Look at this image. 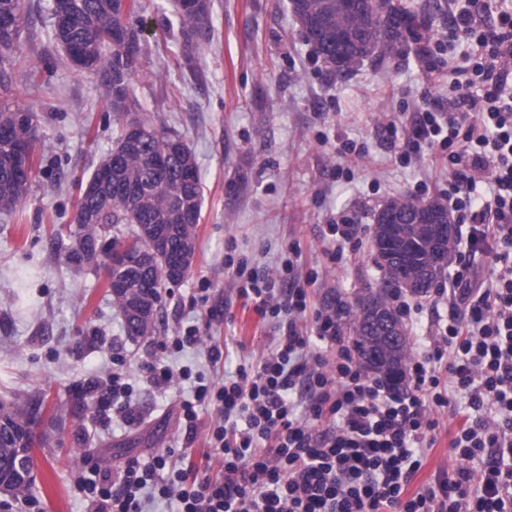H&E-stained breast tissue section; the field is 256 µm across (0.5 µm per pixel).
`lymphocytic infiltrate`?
Returning <instances> with one entry per match:
<instances>
[{"mask_svg": "<svg viewBox=\"0 0 512 512\" xmlns=\"http://www.w3.org/2000/svg\"><path fill=\"white\" fill-rule=\"evenodd\" d=\"M448 10L452 38L471 43L475 61L459 71L448 110L416 113L407 136L447 171L448 208L467 227L469 254L492 255V279L477 283L467 265L428 303L393 293L406 318L449 309L410 358L400 392L363 369L335 307L316 306L314 276L281 291L300 244L272 274L239 261L237 294L270 321L271 344L257 364L198 385L180 404L192 433L198 406L218 402L210 453L223 460L221 476L191 478L169 450L133 457L118 475L78 477L89 512H143L146 489L178 501V512H512V9L448 0ZM481 183L488 195L478 199ZM454 390L468 398L453 409L461 465L409 492Z\"/></svg>", "mask_w": 512, "mask_h": 512, "instance_id": "1", "label": "lymphocytic infiltrate"}]
</instances>
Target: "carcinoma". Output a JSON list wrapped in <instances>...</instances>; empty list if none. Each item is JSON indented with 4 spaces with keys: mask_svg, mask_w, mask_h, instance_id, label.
Instances as JSON below:
<instances>
[{
    "mask_svg": "<svg viewBox=\"0 0 512 512\" xmlns=\"http://www.w3.org/2000/svg\"><path fill=\"white\" fill-rule=\"evenodd\" d=\"M176 0L175 7L187 39L206 41L211 35V0ZM375 3L367 0H290L292 15L305 35L314 43V53L338 77L350 74L364 60L382 59L400 51L412 41L426 39L430 24L419 14L392 0L385 9L371 14ZM135 13V3L123 0H53L49 4L50 25L44 28L48 41L69 54L72 47L82 50L88 70L99 77V86L119 125L115 148L101 162L112 169L111 187L102 191L108 202L85 198L78 207L89 212L92 220L70 231L73 239L87 243L109 240L124 256L108 268V281L125 285L111 291L112 300L124 317L129 336L142 335L136 315L130 311L135 302L156 307L161 302L160 286L166 268L159 263L143 265L151 241L164 238L170 250L178 253L185 237L195 236L201 216L200 177L195 158L180 137L150 119L140 121L143 133L133 140L128 128L130 84L136 62L113 45L114 34L124 29L136 46L142 45L143 28L134 27L126 17ZM27 0H0V89L10 84L11 73L27 63L24 35L33 24ZM37 115L30 111L0 105V127L18 129L37 140ZM172 144V154L160 168L159 151ZM30 179L19 180L9 141L0 136V212H13L26 199ZM426 213L439 224H451L448 207L434 200L407 197L388 200L375 214L371 248L391 250L393 261L375 262L384 271L381 286L367 289L354 303L336 302V313L345 316L344 324L352 332L354 350L363 368L386 377L402 376L408 358L407 337L392 341L381 334L382 319H399L390 305L392 292L402 289L401 273L416 274L426 281L416 291L422 295L436 287L443 267L433 263V251L454 248L455 235L434 237L419 219ZM401 219V233L388 232V216ZM42 400L29 397L22 404L0 400V484L15 490V495L29 491L33 447L42 444L34 428ZM27 458L26 471L14 467L19 453Z\"/></svg>",
    "mask_w": 512,
    "mask_h": 512,
    "instance_id": "cac0c4a2",
    "label": "carcinoma"
}]
</instances>
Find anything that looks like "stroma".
Masks as SVG:
<instances>
[{
  "mask_svg": "<svg viewBox=\"0 0 512 512\" xmlns=\"http://www.w3.org/2000/svg\"><path fill=\"white\" fill-rule=\"evenodd\" d=\"M147 51L136 66L133 117H148L179 133L193 152L203 188L191 268L163 291L154 332L131 341L112 303L103 266L74 269L57 248L53 229L72 227L79 187L114 148L117 126L95 75L71 67L60 48L36 30L26 45L36 78L15 69L0 102L38 117L34 174L16 213L0 214V399L43 400L33 448V495L41 512H88L77 473H116L128 458L150 459L165 450L188 455L199 478L206 460L214 406L199 409L187 436L179 402L199 380L220 382L225 372L257 362L270 327L243 307L225 255H245L261 272L279 267L300 242L301 272L316 270V297L339 293L354 301L376 287L373 215L394 196L441 200L448 180L428 153L399 165L385 150L389 122L414 113L448 109L447 84L427 73L417 45L392 58L364 62L337 77L306 44L288 0H213L210 43L189 47L174 0H139ZM366 142L365 157L345 160L342 142ZM352 218L362 247L348 264L330 260L328 225ZM198 325L199 345L160 349L159 341ZM227 342L224 367L208 357L212 339ZM175 373L165 389L146 380L145 364ZM132 386L141 420L127 425L95 411L73 412L85 381L106 382L113 372ZM413 484L422 486L459 465L448 442L455 429L449 411Z\"/></svg>",
  "mask_w": 512,
  "mask_h": 512,
  "instance_id": "stroma-1",
  "label": "stroma"
}]
</instances>
